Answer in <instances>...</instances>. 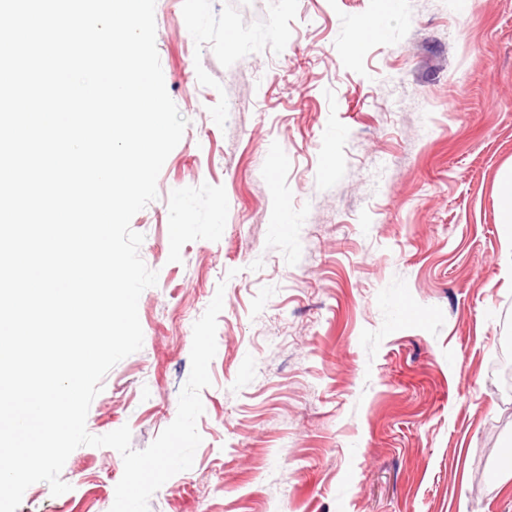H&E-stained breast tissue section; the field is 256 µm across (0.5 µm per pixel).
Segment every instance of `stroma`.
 <instances>
[{"label": "stroma", "mask_w": 512, "mask_h": 512, "mask_svg": "<svg viewBox=\"0 0 512 512\" xmlns=\"http://www.w3.org/2000/svg\"><path fill=\"white\" fill-rule=\"evenodd\" d=\"M156 0L188 125L134 215L157 271L143 346L89 433L142 450L175 419L216 292L202 442L149 512H512V0ZM123 459L82 446L18 512H110ZM498 224L504 243L512 250V170L498 184Z\"/></svg>", "instance_id": "obj_1"}]
</instances>
